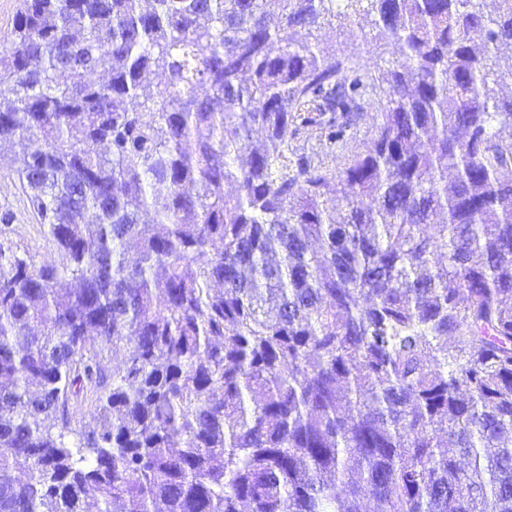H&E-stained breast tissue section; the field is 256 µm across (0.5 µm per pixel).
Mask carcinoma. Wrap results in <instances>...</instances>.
I'll list each match as a JSON object with an SVG mask.
<instances>
[{
	"instance_id": "obj_1",
	"label": "carcinoma",
	"mask_w": 512,
	"mask_h": 512,
	"mask_svg": "<svg viewBox=\"0 0 512 512\" xmlns=\"http://www.w3.org/2000/svg\"><path fill=\"white\" fill-rule=\"evenodd\" d=\"M505 57L512 0H21L60 262L0 243V512H512ZM380 93L342 170L290 150ZM323 43L326 47L336 45V49L339 45H347L349 49L360 53L362 60H368L371 63L375 62L378 54L376 47L370 42H365L363 35L356 27H348L336 32L327 31L323 37Z\"/></svg>"
}]
</instances>
